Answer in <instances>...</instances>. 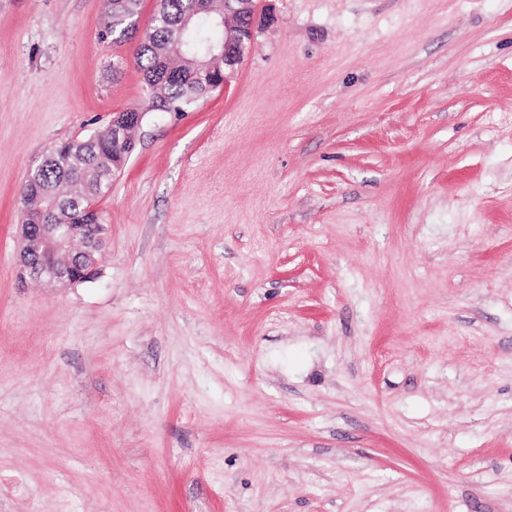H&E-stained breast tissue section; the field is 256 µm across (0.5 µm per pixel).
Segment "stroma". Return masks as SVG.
Instances as JSON below:
<instances>
[{
    "label": "stroma",
    "mask_w": 512,
    "mask_h": 512,
    "mask_svg": "<svg viewBox=\"0 0 512 512\" xmlns=\"http://www.w3.org/2000/svg\"><path fill=\"white\" fill-rule=\"evenodd\" d=\"M155 8L0 0V512H512V0H256L95 278H22L27 172L145 106ZM140 0H106L101 37L112 43L125 41L135 31Z\"/></svg>",
    "instance_id": "35a3bbf8"
}]
</instances>
